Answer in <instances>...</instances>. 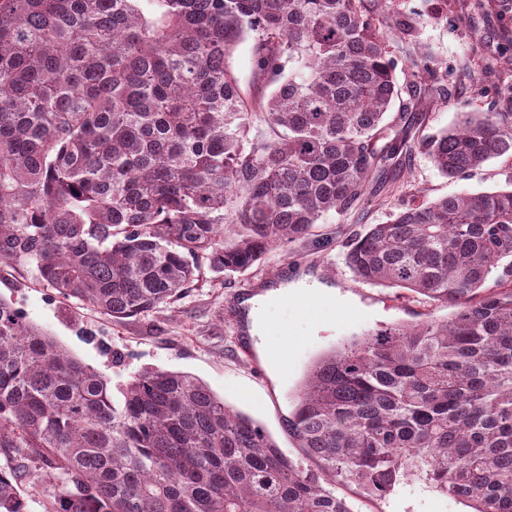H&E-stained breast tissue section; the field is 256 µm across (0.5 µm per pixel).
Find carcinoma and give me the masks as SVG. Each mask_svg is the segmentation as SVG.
<instances>
[{"label": "carcinoma", "mask_w": 512, "mask_h": 512, "mask_svg": "<svg viewBox=\"0 0 512 512\" xmlns=\"http://www.w3.org/2000/svg\"><path fill=\"white\" fill-rule=\"evenodd\" d=\"M249 38L258 103L226 66ZM396 69L362 0H0V263L124 320L349 215L415 148L451 179L512 158L511 112L410 140ZM346 264L453 311L313 363L288 427L318 475L189 374L114 398L0 300V512L20 468L58 480L47 512H353L336 485L412 478L512 512V188L406 207Z\"/></svg>", "instance_id": "carcinoma-1"}]
</instances>
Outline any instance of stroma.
I'll return each instance as SVG.
<instances>
[{
	"label": "stroma",
	"mask_w": 512,
	"mask_h": 512,
	"mask_svg": "<svg viewBox=\"0 0 512 512\" xmlns=\"http://www.w3.org/2000/svg\"><path fill=\"white\" fill-rule=\"evenodd\" d=\"M398 60L397 83L408 89L410 58L426 62L432 75L446 74L444 94H421L407 123L433 134L455 126L465 112H512V9L504 0H365ZM412 17L415 36L400 32L393 13ZM512 183V159L487 161L462 178L442 176L419 151L406 157L383 188L367 196L354 215L332 213L307 239L274 249L250 269L231 275L205 273L174 304L141 316L112 317L46 286L35 265H0V299L24 314L74 357L113 383L151 369L181 371L202 380L235 410L250 415L288 457L306 456L288 433L299 387L311 363L353 337L379 328L445 319L449 308L407 298L397 288L355 279L345 262L348 245L370 225L399 208L443 196L489 192ZM334 295L332 310L313 318L294 307L266 304L270 326L287 325L296 341L287 370L269 366L268 350L248 316L251 298L277 288ZM355 512H469L466 502L412 480L381 499L356 486H337Z\"/></svg>",
	"instance_id": "35a3bbf8"
}]
</instances>
